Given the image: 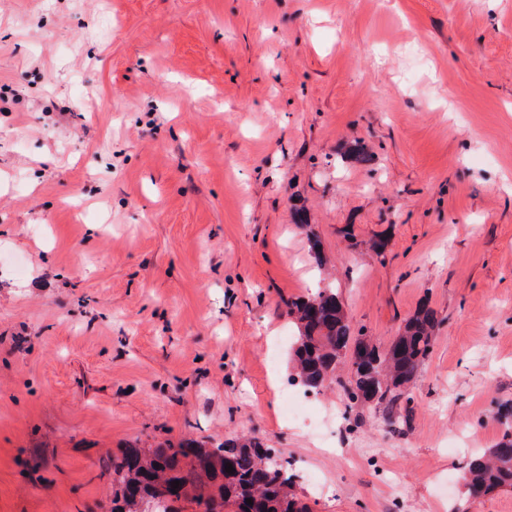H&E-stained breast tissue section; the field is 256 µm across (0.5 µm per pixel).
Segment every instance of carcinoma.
<instances>
[{
	"label": "carcinoma",
	"mask_w": 512,
	"mask_h": 512,
	"mask_svg": "<svg viewBox=\"0 0 512 512\" xmlns=\"http://www.w3.org/2000/svg\"><path fill=\"white\" fill-rule=\"evenodd\" d=\"M297 336L290 360L293 380L310 393H320L336 381V371L347 369L342 383L346 412L386 409L385 420L396 419L394 407L404 398L407 386L419 375L433 349V333L439 325L437 311L424 302L406 321L391 345L377 353L371 367L349 364L346 353L371 345L355 334L340 294L333 287L317 289L288 305ZM497 414L508 422L499 442L466 465L467 496H484L512 487V403L498 405ZM232 465L228 473L225 466ZM111 512H180L176 503L186 488L207 479L212 492L198 497L203 512H310L292 492L293 476L279 448L268 447L256 437L236 436L207 448L193 439L155 448L130 445L112 457ZM179 482L172 488V482ZM166 484L160 498L156 484ZM251 503H246V499Z\"/></svg>",
	"instance_id": "cac0c4a2"
}]
</instances>
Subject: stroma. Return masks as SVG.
<instances>
[{"label": "stroma", "mask_w": 512, "mask_h": 512, "mask_svg": "<svg viewBox=\"0 0 512 512\" xmlns=\"http://www.w3.org/2000/svg\"><path fill=\"white\" fill-rule=\"evenodd\" d=\"M324 281L383 348L440 319L395 424L326 443L341 388L299 424L265 363ZM510 400L512 0H0V512L242 432L311 512H453Z\"/></svg>", "instance_id": "stroma-1"}]
</instances>
